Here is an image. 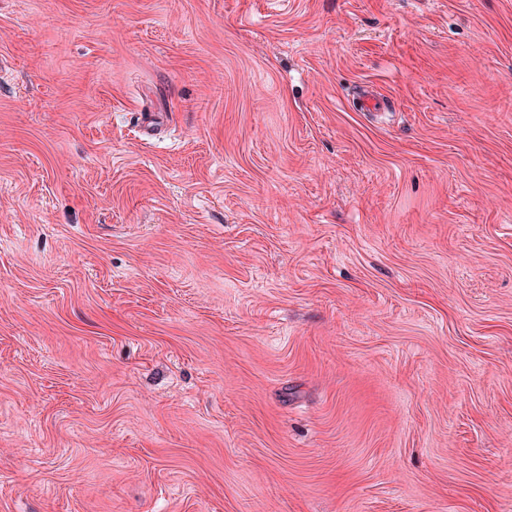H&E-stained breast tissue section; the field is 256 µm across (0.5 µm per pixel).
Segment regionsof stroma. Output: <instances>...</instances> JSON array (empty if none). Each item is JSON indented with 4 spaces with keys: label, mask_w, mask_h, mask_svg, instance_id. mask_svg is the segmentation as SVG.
Listing matches in <instances>:
<instances>
[{
    "label": "stroma",
    "mask_w": 512,
    "mask_h": 512,
    "mask_svg": "<svg viewBox=\"0 0 512 512\" xmlns=\"http://www.w3.org/2000/svg\"><path fill=\"white\" fill-rule=\"evenodd\" d=\"M0 512H512V0H0Z\"/></svg>",
    "instance_id": "35a3bbf8"
}]
</instances>
